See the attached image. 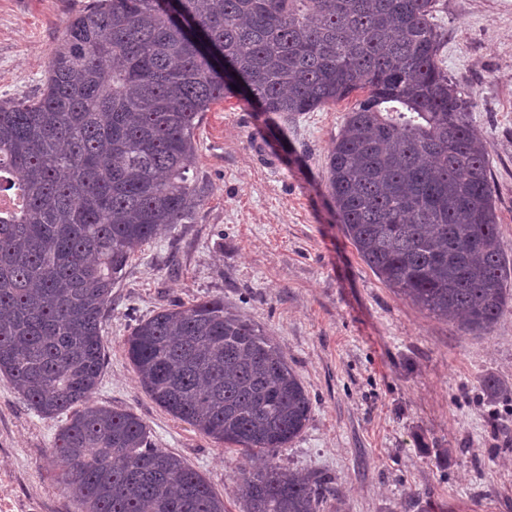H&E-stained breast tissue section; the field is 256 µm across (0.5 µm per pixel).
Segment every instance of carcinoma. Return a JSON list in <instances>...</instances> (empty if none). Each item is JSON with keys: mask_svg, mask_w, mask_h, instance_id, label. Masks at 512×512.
Instances as JSON below:
<instances>
[{"mask_svg": "<svg viewBox=\"0 0 512 512\" xmlns=\"http://www.w3.org/2000/svg\"><path fill=\"white\" fill-rule=\"evenodd\" d=\"M439 0H93L71 19L40 91L0 101V374L57 434V482L79 512H225L134 413L93 400L112 287L132 250L195 220V131L228 95L286 121L363 93L330 151L325 188L358 256L459 331L489 334L512 266L473 101L448 79ZM138 382L175 418L246 455L309 421L287 358L220 297L140 320ZM493 398L512 396L483 381ZM241 512H321L336 491L271 460L241 470Z\"/></svg>", "mask_w": 512, "mask_h": 512, "instance_id": "carcinoma-1", "label": "carcinoma"}]
</instances>
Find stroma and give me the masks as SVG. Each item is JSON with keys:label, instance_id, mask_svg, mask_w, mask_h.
I'll list each match as a JSON object with an SVG mask.
<instances>
[{"label": "stroma", "instance_id": "1", "mask_svg": "<svg viewBox=\"0 0 512 512\" xmlns=\"http://www.w3.org/2000/svg\"><path fill=\"white\" fill-rule=\"evenodd\" d=\"M90 0H0V100L37 93L67 22ZM441 58L472 96L487 146L501 249L512 264V0H440ZM346 99L289 122L228 96L196 131L190 176L205 204L136 248L112 288L98 404L135 413L240 512L248 459L173 418L139 386L124 342L140 319L220 297L263 327L311 402L273 461L330 478L323 512H512V314L469 336L388 288L345 236L324 183ZM275 140L272 159L258 139ZM65 416L37 415L0 375V512H77L51 457Z\"/></svg>", "mask_w": 512, "mask_h": 512}]
</instances>
